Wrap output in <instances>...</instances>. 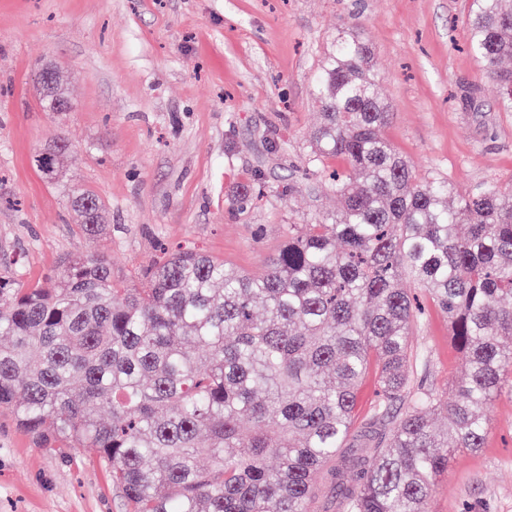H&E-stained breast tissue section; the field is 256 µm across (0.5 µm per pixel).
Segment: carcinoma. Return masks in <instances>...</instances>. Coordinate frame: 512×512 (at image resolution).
Listing matches in <instances>:
<instances>
[{
    "label": "carcinoma",
    "mask_w": 512,
    "mask_h": 512,
    "mask_svg": "<svg viewBox=\"0 0 512 512\" xmlns=\"http://www.w3.org/2000/svg\"><path fill=\"white\" fill-rule=\"evenodd\" d=\"M466 30L512 112V68L501 66L512 59V0H472ZM47 71L37 82L49 111L70 98ZM379 83L372 45L353 26L339 32L315 82L321 118L305 158L312 174L345 161L328 176L339 206L287 225L263 273L163 246L129 288L112 283L102 254L32 287L1 272L0 409L40 446L98 458L128 512H310L324 474L343 512H427L451 455L483 447L490 401L512 392V304L502 303L512 298V189L448 204V180L419 177L382 135L391 112ZM70 152L64 138L43 150V177L59 183ZM297 189L247 187L234 201ZM65 192L78 231L105 235L98 193ZM418 291L467 357L451 401L414 387ZM372 363L379 391L364 449L341 459Z\"/></svg>",
    "instance_id": "obj_1"
}]
</instances>
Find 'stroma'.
<instances>
[{"instance_id": "35a3bbf8", "label": "stroma", "mask_w": 512, "mask_h": 512, "mask_svg": "<svg viewBox=\"0 0 512 512\" xmlns=\"http://www.w3.org/2000/svg\"><path fill=\"white\" fill-rule=\"evenodd\" d=\"M470 0H0V250L35 285L105 252L135 284L159 243L193 245L258 274L289 224L335 209L324 179L241 208L237 188L295 177L318 121L314 78L352 24L372 44L393 112L384 136L419 176L458 191L512 182V112L462 51ZM64 75L72 110L44 111L38 65ZM479 85L460 103L461 82ZM66 136L65 181L106 203L110 228L77 233L37 153ZM416 387L452 395L467 361L437 308L415 328ZM483 448L455 452L428 512H512V393L491 402ZM0 512H126L107 469L79 448H42L0 411Z\"/></svg>"}]
</instances>
